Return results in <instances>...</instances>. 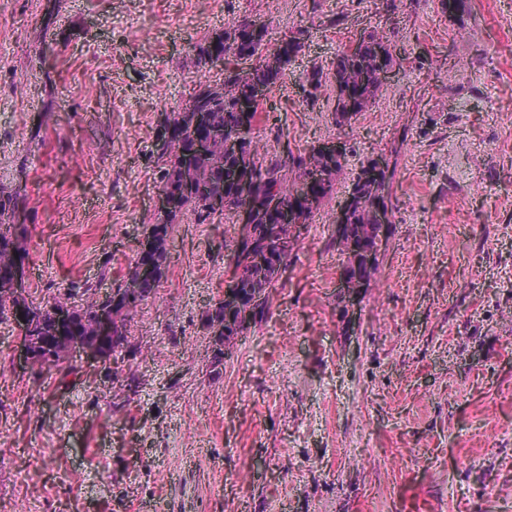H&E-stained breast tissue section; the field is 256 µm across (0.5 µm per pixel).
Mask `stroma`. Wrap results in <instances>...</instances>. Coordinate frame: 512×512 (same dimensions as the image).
Wrapping results in <instances>:
<instances>
[{
	"label": "stroma",
	"mask_w": 512,
	"mask_h": 512,
	"mask_svg": "<svg viewBox=\"0 0 512 512\" xmlns=\"http://www.w3.org/2000/svg\"><path fill=\"white\" fill-rule=\"evenodd\" d=\"M249 20L300 35L261 152L346 148L266 320L214 365L232 212L173 224L130 352L12 363L0 320V512H512V0H0V195L23 224L30 300L86 304L126 274L158 178L155 135L222 72L199 48ZM382 34V91L335 123L311 89L345 44ZM400 154L391 234L353 316L336 207Z\"/></svg>",
	"instance_id": "obj_1"
}]
</instances>
